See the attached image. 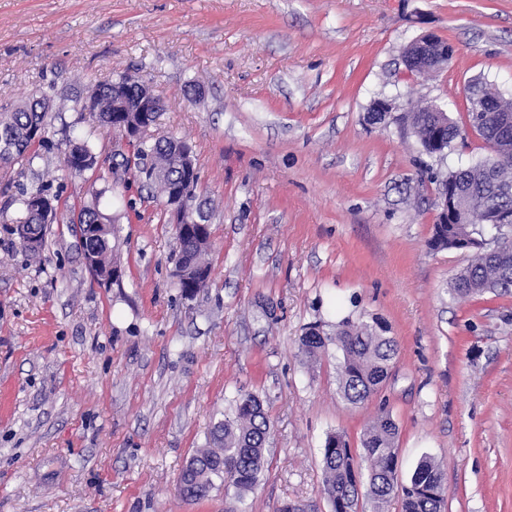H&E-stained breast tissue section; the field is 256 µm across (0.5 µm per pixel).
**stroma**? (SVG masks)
<instances>
[{
	"instance_id": "35a3bbf8",
	"label": "stroma",
	"mask_w": 512,
	"mask_h": 512,
	"mask_svg": "<svg viewBox=\"0 0 512 512\" xmlns=\"http://www.w3.org/2000/svg\"><path fill=\"white\" fill-rule=\"evenodd\" d=\"M431 33L447 67L406 76L404 47ZM132 75L162 101L151 137L192 148L210 228L206 288L182 294L175 226L158 190L122 166L133 148L82 104L91 85ZM512 96V0H0V112L51 99L32 164L0 168V512H331L322 449L353 455L379 407L399 426V488L423 457L443 512H512V294L463 300L469 255L430 245L437 186L490 150L468 130L466 87ZM393 99L384 123L371 101ZM443 106L465 127L444 159L401 115ZM89 140L95 171L65 165ZM56 205L92 202L115 220L118 283L85 265L65 217L40 258L10 232L22 187ZM379 322L397 344L381 392L339 393L335 345L300 351L309 327ZM270 431L243 496L177 493L179 473L238 394Z\"/></svg>"
}]
</instances>
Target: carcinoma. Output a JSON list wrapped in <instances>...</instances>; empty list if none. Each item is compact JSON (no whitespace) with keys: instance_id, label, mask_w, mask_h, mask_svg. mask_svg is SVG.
Wrapping results in <instances>:
<instances>
[{"instance_id":"1","label":"carcinoma","mask_w":512,"mask_h":512,"mask_svg":"<svg viewBox=\"0 0 512 512\" xmlns=\"http://www.w3.org/2000/svg\"><path fill=\"white\" fill-rule=\"evenodd\" d=\"M102 100L106 108L96 113L98 122L112 126V84L100 85ZM52 110L51 100L44 95H34L28 102L12 112L0 113V165L32 162L35 155L30 153L34 146L33 132H45V117ZM487 113H468L469 123L479 135L492 145L500 162L498 168L490 167L491 157L478 159L448 171L460 191L470 203L472 224L467 231L475 234V225L481 223L485 213L497 207L512 208V199L498 196L493 187L497 179L512 181V134L502 135L497 126L485 120ZM440 141L453 144L460 137V128L456 123L441 129L431 126L424 132H415L423 148H428L435 135ZM182 141L175 137L143 140L135 145L134 159L147 157L166 162L168 173H178L175 161V145ZM126 170H134V177L147 187L155 186L161 194L167 193L166 182L157 181L150 171L131 165L125 160ZM49 188L42 184L29 192H21L15 199L20 205L19 216L12 219L16 225L24 224L28 236L19 239L21 246L33 258L42 250L48 224L40 213L26 204L29 195H39ZM86 224H101V234L90 239L88 251L97 258L96 275L112 276L116 228L109 218L98 209L88 207L84 210ZM460 235L456 224L434 225L433 246L437 249H449L455 245ZM210 236L209 230L201 235H176L178 251L184 260V275L178 281L179 288L186 293L192 290L196 282V270L209 273L204 260L205 248ZM451 288L461 298H469L486 292L508 293L512 291V241L493 254H488L480 246L472 247L468 263L456 274ZM336 343L342 352L339 389L342 398L351 405H361L368 401L385 382L389 365L397 355V344L393 338L379 334L369 325L356 326L346 320L338 324L336 335L323 336L312 329L301 339V350L310 359L316 358L325 348L326 341ZM269 430V417L262 401L252 393H241L236 399L234 417L216 423L209 434V445L198 448L183 468L179 488L183 498L201 501L209 496L216 482H225L236 492L252 489L257 483L263 467L265 439ZM398 426L391 415L380 412L364 434L363 448L369 461L366 486L373 488L370 496L375 507H380L392 493L395 485L397 465L396 441ZM323 490L332 502L333 512H348L354 506L360 491L354 473V456L348 443L340 435L326 439L322 452ZM446 488L442 475L435 463L428 457L419 461L409 484L403 488L405 512H441L445 500Z\"/></svg>"}]
</instances>
